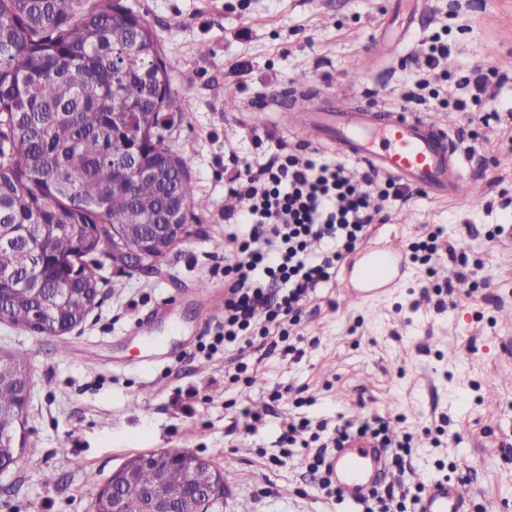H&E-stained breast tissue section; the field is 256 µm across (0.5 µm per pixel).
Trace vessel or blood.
I'll list each match as a JSON object with an SVG mask.
<instances>
[{
	"mask_svg": "<svg viewBox=\"0 0 512 512\" xmlns=\"http://www.w3.org/2000/svg\"><path fill=\"white\" fill-rule=\"evenodd\" d=\"M309 137L330 140L338 154L436 197L466 201L483 189L481 180L466 177L448 134L438 125L408 116L404 110L373 111L336 106L309 113ZM357 270L348 272L347 296L357 300L394 287L404 267L401 242L367 250ZM383 453L367 436H354L332 459L333 475L351 505L371 491L382 467ZM419 512H466V493L455 484L433 481Z\"/></svg>",
	"mask_w": 512,
	"mask_h": 512,
	"instance_id": "1",
	"label": "vessel or blood"
}]
</instances>
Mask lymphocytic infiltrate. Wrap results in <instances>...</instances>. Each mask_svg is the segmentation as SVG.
<instances>
[{
    "label": "lymphocytic infiltrate",
    "instance_id": "obj_1",
    "mask_svg": "<svg viewBox=\"0 0 512 512\" xmlns=\"http://www.w3.org/2000/svg\"><path fill=\"white\" fill-rule=\"evenodd\" d=\"M228 194L251 205L225 210L224 325L214 342L225 348L246 343L296 354L290 341L301 324L303 304L333 278L338 263L359 244L380 212L379 200L406 199L408 190L372 173L352 180L345 162L303 158L279 142L230 172ZM323 248L314 254L311 241ZM388 420L338 419L335 425L303 416L289 418V447L306 449L304 461L327 497L338 496L328 459L352 435H368L386 450L388 476L362 504V512H418L424 486L407 490L404 476L412 453L411 434L395 436Z\"/></svg>",
    "mask_w": 512,
    "mask_h": 512
}]
</instances>
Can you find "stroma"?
<instances>
[{
    "mask_svg": "<svg viewBox=\"0 0 512 512\" xmlns=\"http://www.w3.org/2000/svg\"><path fill=\"white\" fill-rule=\"evenodd\" d=\"M157 34L174 61L172 87L184 110L166 114L173 151L191 157L206 202L188 234L156 270L104 262L98 296L83 322L61 335L0 322V356L23 349L32 375L17 463L0 475V512H93L101 486L136 455L189 449L224 474L221 512H350L317 490L282 441L294 407L269 406L272 387H302L304 414L402 416L413 434L415 475L466 485L467 512L487 499L512 512V130L483 115L512 109V0H121ZM451 48L447 75H427L429 45ZM488 96L471 113L439 110L437 98ZM236 106L225 110V96ZM410 107L449 131L467 174L484 193L461 203L414 190L387 200V223L365 245L391 235L410 242L441 231L466 256H443L436 273L407 261L401 282L348 301L343 277L303 308L300 360L244 348L252 385L225 379L223 352L207 355L219 317L199 291L224 303V209L229 149L249 156L253 135L299 153L336 158L331 147L289 125L290 111L336 104ZM496 236H489V229ZM447 285L445 309L427 292ZM261 413L246 426L242 408ZM95 483H88L87 474Z\"/></svg>",
    "mask_w": 512,
    "mask_h": 512,
    "instance_id": "1",
    "label": "stroma"
}]
</instances>
